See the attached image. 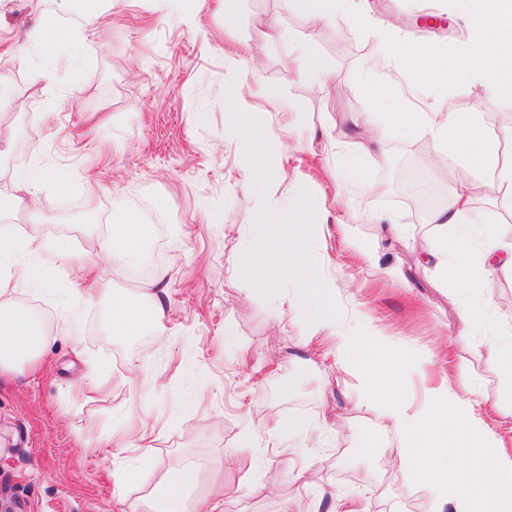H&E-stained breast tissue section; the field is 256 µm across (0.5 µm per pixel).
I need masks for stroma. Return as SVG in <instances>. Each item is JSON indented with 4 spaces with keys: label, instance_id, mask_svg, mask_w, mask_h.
<instances>
[{
    "label": "stroma",
    "instance_id": "35a3bbf8",
    "mask_svg": "<svg viewBox=\"0 0 512 512\" xmlns=\"http://www.w3.org/2000/svg\"><path fill=\"white\" fill-rule=\"evenodd\" d=\"M364 25L337 18L313 33L317 51L334 72L336 123L347 129L374 101L355 85V75L380 65L371 31L393 28L407 42L470 41L471 22L459 18L451 0H363ZM52 12L73 20V0H0V195L11 177L36 183V214L0 213V222L62 243L40 258L55 268L48 284L27 282L30 260L12 272L17 301L41 318L46 349L40 365L0 379V501L15 512H129L163 476L194 464L202 481L193 498L227 481L249 487L276 483L269 497L239 496L224 512H330L346 499L349 512H426L431 498L423 484L401 473L391 433L377 430L374 415L353 407L355 377L337 362L333 342L311 335L294 318L290 285L255 293L232 274L249 246L247 199L251 188L239 164L236 140L224 131L225 97L238 83L224 62V32L249 42L262 82L287 88L307 128L302 149L290 152L286 172L334 166L320 136L324 87L289 81L279 50L266 47L265 25L277 19L288 38L305 31L297 0H236L232 16L211 5L188 26L173 0H107L98 32L61 41L53 55L32 47L21 56L8 48L24 42L36 18ZM350 27L345 51L336 48L338 28ZM53 69L51 83L38 82ZM430 97L449 111L479 113L512 151V108L491 99L480 81L465 78L434 86ZM415 139L397 136L385 148L391 166L370 177L385 187L371 193L358 181L344 185L334 201L329 181L317 179L323 196V228L312 241L325 256L326 273L340 287L336 324L366 325L407 357L429 364L409 377L402 394L422 405L442 371L463 366L459 392L478 390L508 417L499 431L512 459V380L488 360L489 340L512 335V270L493 275L491 288L436 286L420 243L436 235L430 208L417 206L401 184L420 173L436 207L445 206L458 176L474 182V208L500 230L512 233V204L502 201L487 176L465 171L436 149L434 166L421 163ZM136 213L154 233L143 258L106 272L112 291L149 287L166 273L162 327L136 336L112 335L102 297L76 296L74 255L90 242H105L115 206ZM434 206V207H435ZM220 211L224 221L204 215ZM403 224L401 240L383 238L375 213ZM349 228L377 254L368 269L346 248ZM479 310V327L460 336L459 313ZM98 362L103 392L83 391L85 360ZM297 418L308 437L283 435L282 421ZM148 428L147 461L122 443ZM377 448L362 453L367 433ZM253 434L252 447L241 440ZM239 465L224 468L225 454Z\"/></svg>",
    "mask_w": 512,
    "mask_h": 512
}]
</instances>
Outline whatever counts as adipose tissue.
<instances>
[{"label": "adipose tissue", "instance_id": "adipose-tissue-1", "mask_svg": "<svg viewBox=\"0 0 512 512\" xmlns=\"http://www.w3.org/2000/svg\"><path fill=\"white\" fill-rule=\"evenodd\" d=\"M460 15L476 16L482 38L474 45L419 42L408 44L378 34L380 52L408 73L418 91L446 84L457 72L481 74L490 97L512 105V0H456ZM267 45L287 47L286 67L297 80L330 84V64L310 38L284 42L277 23L263 33ZM375 101L376 109L362 113L353 128L340 133L332 118L334 96L323 102L321 126L336 141L341 156L328 172L334 184L358 180L369 170L388 165L385 142L405 133L417 139L448 144L454 158L470 170L490 176L503 200H512V154H505L498 136L472 112H450L441 102L429 111L410 106L393 94L391 76L369 73L357 79ZM227 129L237 137L243 172L253 189L248 234L264 249L242 253L234 273L259 291L285 281L292 288L291 304L311 314L310 330L335 340L337 359L356 376V406L372 413L393 433L397 454L409 478L425 481L433 496L428 512H512V460L500 450L501 441L489 426L485 399L477 392L459 393L450 377L431 391L428 404L412 410L399 396L408 370H421L423 360H406L370 329L356 336L336 332L335 280L322 272L324 259L311 246L321 227L322 203L304 190L308 176L288 177L282 159L296 146L271 126L257 123L253 105L244 98L229 99ZM473 186L460 179L448 187V203L431 222L438 238L425 241L422 252L439 282L455 278L464 285L490 287L496 268L512 267V251L501 253L493 243L494 227L472 213ZM467 225L466 235L448 237L449 228ZM152 238L151 225L119 212L110 232L109 260L114 265L136 263ZM489 248L479 261L469 260L473 241ZM60 242L25 232L15 224L0 225V375L35 367L44 351V338L34 319L14 302L18 291L7 269L18 256L34 258L59 250ZM456 264H449V256ZM163 276L150 292L108 299L111 330L133 335L160 326L163 318ZM200 481L195 468L164 475L149 492V512H185V503Z\"/></svg>", "mask_w": 512, "mask_h": 512}]
</instances>
